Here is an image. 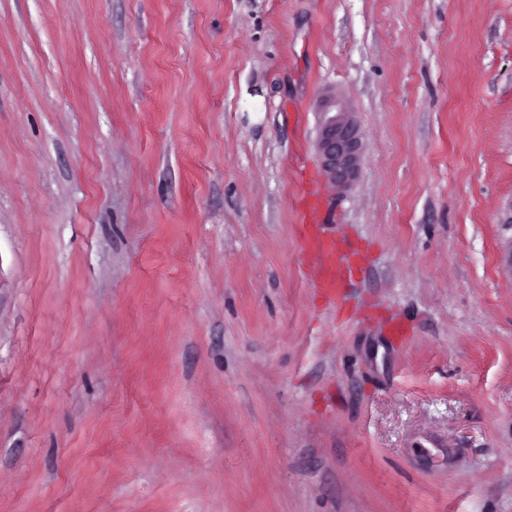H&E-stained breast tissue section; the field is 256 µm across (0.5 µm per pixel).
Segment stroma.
<instances>
[{
	"label": "stroma",
	"mask_w": 512,
	"mask_h": 512,
	"mask_svg": "<svg viewBox=\"0 0 512 512\" xmlns=\"http://www.w3.org/2000/svg\"><path fill=\"white\" fill-rule=\"evenodd\" d=\"M0 512H512V0H0ZM356 113L340 95L330 94L319 102L316 150L325 186L335 194L349 188L360 171L363 143Z\"/></svg>",
	"instance_id": "stroma-1"
}]
</instances>
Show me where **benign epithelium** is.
Segmentation results:
<instances>
[{
	"label": "benign epithelium",
	"instance_id": "1",
	"mask_svg": "<svg viewBox=\"0 0 512 512\" xmlns=\"http://www.w3.org/2000/svg\"><path fill=\"white\" fill-rule=\"evenodd\" d=\"M319 114L316 150L325 186L344 191L357 178L363 155L356 112L347 99L330 94L320 100Z\"/></svg>",
	"mask_w": 512,
	"mask_h": 512
}]
</instances>
